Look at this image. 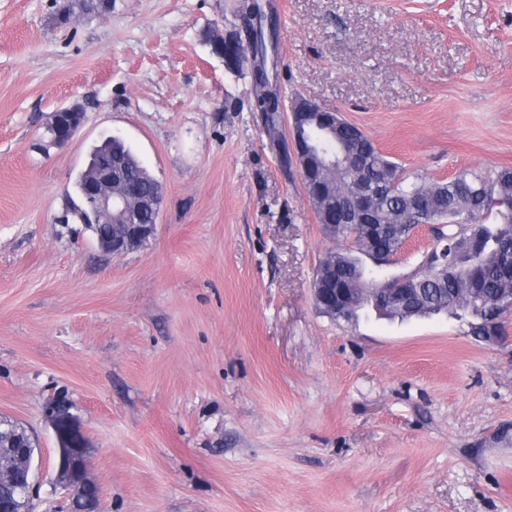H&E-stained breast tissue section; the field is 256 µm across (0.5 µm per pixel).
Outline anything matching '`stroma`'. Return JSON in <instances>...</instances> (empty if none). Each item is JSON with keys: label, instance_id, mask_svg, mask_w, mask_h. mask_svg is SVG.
Listing matches in <instances>:
<instances>
[{"label": "stroma", "instance_id": "1", "mask_svg": "<svg viewBox=\"0 0 512 512\" xmlns=\"http://www.w3.org/2000/svg\"><path fill=\"white\" fill-rule=\"evenodd\" d=\"M0 0V416L38 437L32 512H67L42 405L64 393L100 512H512V311L336 321L333 246L297 169L206 42L238 0ZM281 90L405 174L512 167V0H271ZM79 104L83 126L43 148ZM161 183L154 238L103 254L61 224L94 144ZM356 288H320L314 284L313 297L315 304L322 310H329L336 307L342 308L343 305L349 308L353 302Z\"/></svg>", "mask_w": 512, "mask_h": 512}]
</instances>
